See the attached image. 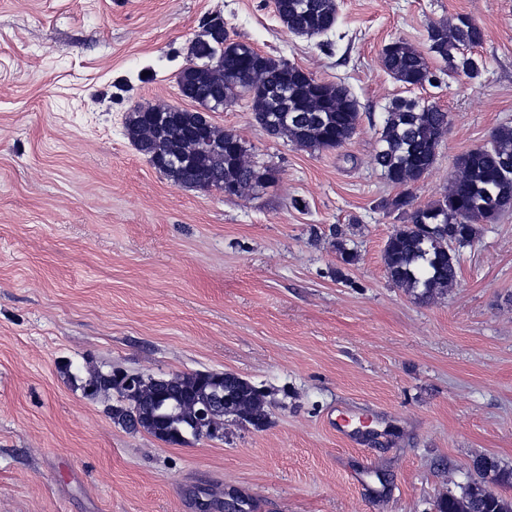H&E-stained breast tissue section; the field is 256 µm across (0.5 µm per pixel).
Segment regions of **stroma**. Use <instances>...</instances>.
Instances as JSON below:
<instances>
[{
	"mask_svg": "<svg viewBox=\"0 0 512 512\" xmlns=\"http://www.w3.org/2000/svg\"><path fill=\"white\" fill-rule=\"evenodd\" d=\"M325 38L286 32L273 0H0V512H436L473 459L512 468V212L460 250L457 284L422 302L383 260L399 195L373 162L396 97L449 115L436 200L455 159L512 125V0H338ZM484 30L481 77L407 87L381 65L430 23ZM232 39L345 83L361 121L334 150L266 135L247 99L213 113L274 182L226 198L180 188L125 134L136 107L194 109L177 76L207 16ZM358 253L340 267L337 239ZM94 366L234 372L270 424L169 445L115 425ZM366 424L337 437L327 421ZM111 372L103 373L97 367H88L83 374H71L70 379L79 382L85 396L96 397L101 393L118 392L117 384Z\"/></svg>",
	"mask_w": 512,
	"mask_h": 512,
	"instance_id": "1",
	"label": "stroma"
}]
</instances>
